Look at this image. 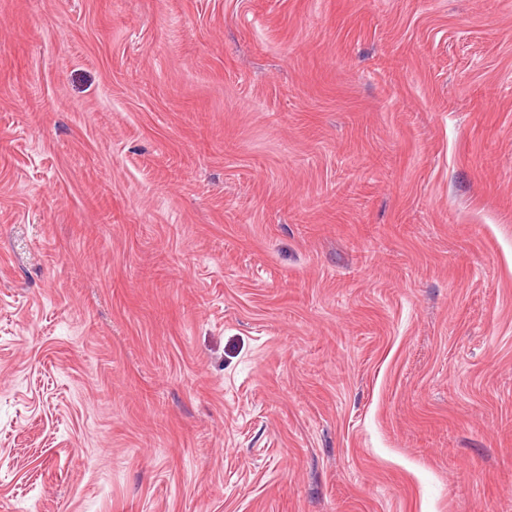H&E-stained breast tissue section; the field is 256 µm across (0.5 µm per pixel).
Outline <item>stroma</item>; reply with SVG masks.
<instances>
[{"mask_svg":"<svg viewBox=\"0 0 512 512\" xmlns=\"http://www.w3.org/2000/svg\"><path fill=\"white\" fill-rule=\"evenodd\" d=\"M0 512H512V0H0Z\"/></svg>","mask_w":512,"mask_h":512,"instance_id":"stroma-1","label":"stroma"}]
</instances>
